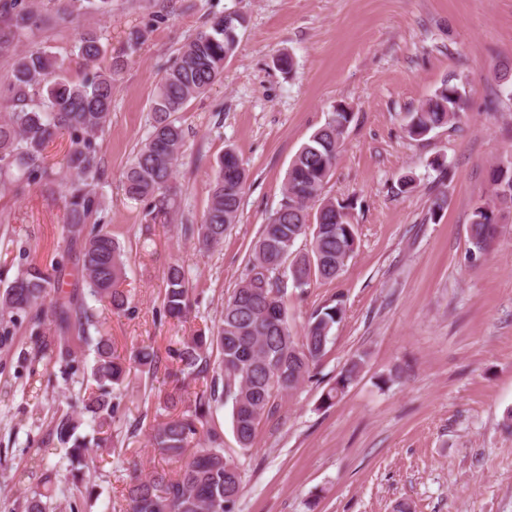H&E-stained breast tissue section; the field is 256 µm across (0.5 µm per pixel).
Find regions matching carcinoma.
I'll return each mask as SVG.
<instances>
[{
    "mask_svg": "<svg viewBox=\"0 0 512 512\" xmlns=\"http://www.w3.org/2000/svg\"><path fill=\"white\" fill-rule=\"evenodd\" d=\"M60 11L65 16L106 15L112 11V0H63ZM37 20L32 4L5 0L0 5V23L6 24L0 28V49L19 40ZM245 23V17L237 13L213 16L205 29L179 49L159 79L150 129L123 174L126 196L144 203L154 221L172 219L170 181L185 146L177 114L221 78L237 48V31ZM76 48L91 66L105 53L101 38L92 32L79 34ZM124 65L125 61L116 59L112 68L91 71L76 82L62 73V65L50 52L26 51L16 55L8 82L0 87V99L9 108L0 113V185L18 191L51 182L45 149L59 135H67L65 160L70 180L64 231L69 246L76 250L89 295L108 302L117 314L130 309L129 296L122 288L124 251L107 229L96 186L102 175L99 139L111 122L112 84ZM463 105L460 86L446 79L404 117L405 129L411 137H425L455 123ZM351 120L350 112H333L296 154L284 177L280 205L262 226L245 278L224 301L218 323L167 349V357L177 364L176 381L208 378L210 384L189 402L177 386L158 396L159 409L166 415L152 426L149 443L166 466L143 476L135 456L126 459L131 471L125 487L127 512H235L243 490L242 471L234 459L224 455L223 437L210 424L213 413L224 401H232L237 442L242 450L251 449L260 424L275 413L278 400L311 377L327 354L331 331L344 314L341 303L316 309L298 336L290 327L283 297L290 285L303 291L316 282L336 280L358 248V230L346 206L322 197ZM490 180L494 201L503 209L511 208L512 168L493 167ZM246 182L242 161L234 149H227L218 161L201 223L184 225V235L204 249L223 244L229 226L237 222ZM470 234L478 250L486 249L498 234L495 210L474 211ZM306 237L309 248L296 249L298 239ZM165 280L164 313L180 321L190 312L188 272L172 263ZM22 315L36 326L47 316L54 318L56 338L39 346L41 357L50 362H68L77 341L94 345L83 411L100 434L93 444L101 448L112 443V424L119 409L115 391L123 386L132 363L151 372L158 370L160 353L141 345L128 359L116 354L106 333L91 336L90 328L97 324L92 309L63 291L59 277L37 265L20 271L0 291V334L9 335L6 324ZM212 349L218 352L214 360L209 354ZM362 368V357L351 359L322 395V404L333 406ZM79 427L78 420L64 414L54 431L60 443L70 446L71 474L81 483L94 449L77 435ZM55 491V479L48 474L42 489L26 498L24 512H46L47 500Z\"/></svg>",
    "mask_w": 512,
    "mask_h": 512,
    "instance_id": "cac0c4a2",
    "label": "carcinoma"
}]
</instances>
